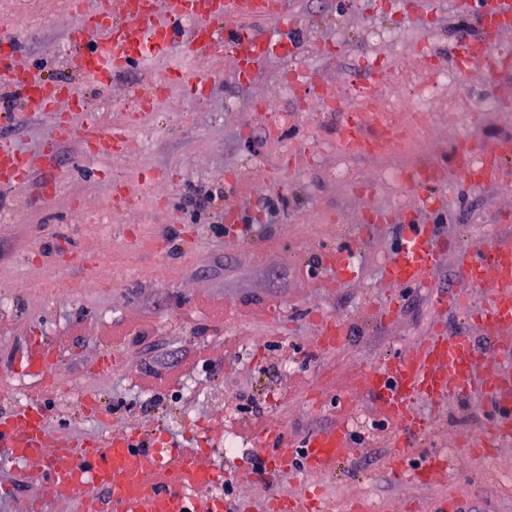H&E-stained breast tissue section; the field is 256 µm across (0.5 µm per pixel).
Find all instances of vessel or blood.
Here are the masks:
<instances>
[{
	"mask_svg": "<svg viewBox=\"0 0 512 512\" xmlns=\"http://www.w3.org/2000/svg\"><path fill=\"white\" fill-rule=\"evenodd\" d=\"M483 7L480 27L512 33V0H459L464 11L474 4ZM72 22L65 33L67 61L76 79L61 82L32 71L10 34L0 35V45L13 57L9 67H0V82L19 95L20 112L48 119L55 130L38 157L17 151L0 138V190L14 187L33 171L35 160L49 161L59 142L70 137L72 126L67 112L59 107L68 100L71 109L88 111L90 104L79 84L91 79L96 87L110 88L114 75L139 59L152 58L160 67L159 81L148 84L139 94L140 108L155 107L158 91L176 85L193 95L205 94L212 75L205 67L214 57L231 52L241 54L248 47L274 48L275 40L259 32L255 24L273 20L283 28L296 26L297 16L288 10L286 0H167L164 20H157L155 9L146 0H75L70 8ZM236 20L225 29V20ZM97 24L106 34L103 42L86 46L82 33ZM185 50L198 58L192 72L170 68L167 60L173 50ZM462 70L481 66L491 77L506 72L501 54L488 48L480 35L462 37L455 48ZM70 109V110H71ZM386 133L368 134L362 113H344L337 130L340 148L361 153L363 145H377ZM129 130L119 125L107 131L87 130L86 160H93L100 143H108L114 153H125ZM452 157L457 170L474 184L490 182L497 169L512 160L511 147L492 149L455 146ZM408 187L422 190L425 207L438 206L448 189L443 167L427 164L405 175ZM442 256L436 246L432 225H407L398 248L384 262V279L399 286L427 284ZM329 286L352 279L356 264L351 250L338 248L323 256ZM457 271L473 298L463 290L437 295L439 306L461 308L485 338L477 347L466 336H433L412 351L386 358L363 371L362 386L376 394L383 419L399 432L393 440V457L404 456L410 437L426 432L428 424L414 411L416 401L438 402L441 397L465 396L491 402L498 411L484 429L480 443L465 442L467 455H481L488 448L512 438V251L481 241L461 250ZM487 302H478L479 294ZM55 351L50 344L35 342L21 360V372L42 377L45 389L55 387ZM162 431L128 428L105 438L74 439L57 434L44 409L18 408L0 415V448L8 449L17 461L36 463L50 484L53 498L72 503L76 512H239L223 495L214 491L223 484V471L206 464L195 452L177 451L161 455ZM306 475L332 473L351 446L346 425L312 433L303 443ZM253 453L264 469L287 468L294 457L293 446L276 428L264 429L253 444ZM308 499L286 500L272 496L269 512H314Z\"/></svg>",
	"mask_w": 512,
	"mask_h": 512,
	"instance_id": "vessel-or-blood-1",
	"label": "vessel or blood"
}]
</instances>
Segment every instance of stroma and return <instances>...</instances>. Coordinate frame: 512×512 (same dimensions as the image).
<instances>
[{
    "mask_svg": "<svg viewBox=\"0 0 512 512\" xmlns=\"http://www.w3.org/2000/svg\"><path fill=\"white\" fill-rule=\"evenodd\" d=\"M299 18L290 37L299 63L315 77L283 88L279 76L289 57H265L250 80H242L233 58L212 61L213 85L202 97H158L153 111L136 109L132 91L159 75L145 60L118 75L108 91L89 88L101 124H130L134 149L123 156L101 152L84 160L79 137L82 113L70 115L74 136L62 141L54 159L37 165L29 179L0 192V412L41 394L49 423L59 434L90 437L112 428H161L169 445L206 449L209 464L223 467L233 497L262 506L269 494L302 495L299 468L265 486L234 466L250 453L253 438L240 434V408L250 404L289 438L346 423L354 440L334 475L323 478L332 512H350L370 500L375 512H438L442 498L454 512H512V439L483 457H466L461 439L482 430L495 411L489 403L462 398L419 403L415 412L430 422L413 438L406 468L440 453L456 468L429 482L406 483L390 469L393 430L380 428L377 398L359 374L386 355L410 351L428 336H467L483 344L463 313L438 309L437 293L458 288L457 254L468 243L487 240L512 248V162L483 185L449 177L451 190L437 211L419 209V191L389 172L400 162L447 164L457 142L448 112L462 113L477 145L512 138V71L487 84L481 71L453 72L448 49L460 25L475 16L455 0H420L382 9L380 0H293ZM17 15L26 26L16 35L26 57L44 74L62 81L74 75L64 34L71 23L67 0H0V27ZM379 63L374 90L384 107L380 121L407 128L400 155L345 156L336 144L341 112H325L319 95L338 94L343 110L356 107L349 91L361 78V60ZM448 80L429 100L432 123L408 129L402 92L417 93L429 64ZM53 134L48 121L18 119L0 124L22 153L38 155ZM321 150L290 170L307 143ZM215 193L209 207H185L188 188ZM281 202L269 215L265 200ZM251 221L241 239L225 223L226 209ZM374 211L394 221L371 235L353 238L349 227ZM446 224L436 244L442 263L428 288L393 286L380 264L400 241L406 224ZM351 246L360 277L328 290L321 258L326 250ZM316 275H309V267ZM168 276L159 279L158 268ZM90 276L103 286L84 290ZM398 298L395 317L381 314L388 295ZM342 322L346 335L335 349L316 345L321 320ZM35 336L57 350V390L42 392L39 378L15 366ZM262 338L255 348L253 338ZM214 360L210 371L195 364L199 347ZM118 357L111 371L92 369L98 355ZM167 376L166 385L144 391L146 369ZM84 391L102 411L83 413L60 389ZM238 443L235 455L208 450L206 433L191 432L185 416ZM0 512H27L41 497L44 512H70L53 500L36 468L0 457Z\"/></svg>",
    "mask_w": 512,
    "mask_h": 512,
    "instance_id": "obj_1",
    "label": "stroma"
}]
</instances>
